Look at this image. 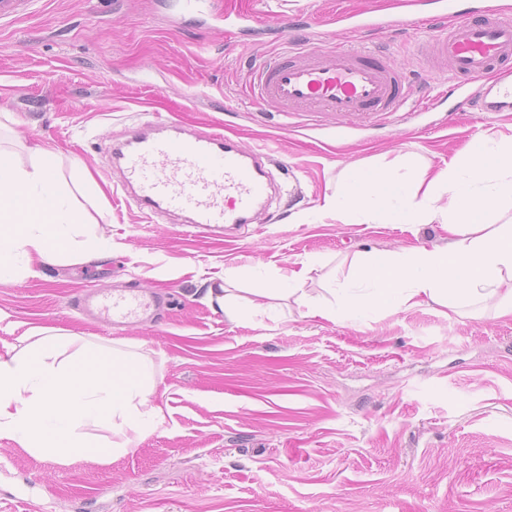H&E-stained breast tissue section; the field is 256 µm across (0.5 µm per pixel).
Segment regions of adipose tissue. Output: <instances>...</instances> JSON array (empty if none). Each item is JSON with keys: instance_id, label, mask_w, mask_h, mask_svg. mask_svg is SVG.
Wrapping results in <instances>:
<instances>
[{"instance_id": "adipose-tissue-1", "label": "adipose tissue", "mask_w": 512, "mask_h": 512, "mask_svg": "<svg viewBox=\"0 0 512 512\" xmlns=\"http://www.w3.org/2000/svg\"><path fill=\"white\" fill-rule=\"evenodd\" d=\"M43 156L36 147L29 165H0V282L17 275L8 259L12 252L53 263L91 260L111 250L104 239L80 237L82 217ZM442 183L448 186L444 210L433 206L430 191L415 196L383 168L353 170L326 196L323 208L337 218L359 213L384 224L437 221L450 241L443 249L363 252L355 276L368 291L342 292L334 306L314 307V314L332 321L394 296L402 306L432 301L456 314L493 299L497 315H512V224L488 231L481 225L500 202L512 201V140L492 151L486 142L473 144L429 181L431 187ZM24 336L32 341L26 352L0 353V436L63 458H106L129 449L128 432L162 424V406L149 402L151 369L140 359L42 327H29ZM102 422L112 424L115 441L85 433V425Z\"/></svg>"}]
</instances>
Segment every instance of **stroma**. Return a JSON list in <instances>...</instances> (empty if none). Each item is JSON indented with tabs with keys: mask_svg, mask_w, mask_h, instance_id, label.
Wrapping results in <instances>:
<instances>
[{
	"mask_svg": "<svg viewBox=\"0 0 512 512\" xmlns=\"http://www.w3.org/2000/svg\"><path fill=\"white\" fill-rule=\"evenodd\" d=\"M168 2L32 0L0 21V150L26 165L43 148L86 218L81 232L112 245L86 263L15 254L20 273L0 283V309L144 357L165 413L105 462L0 437V512H512V316L490 303L476 315L430 303L333 321L309 310L353 286L362 252L449 242L436 222L324 212L350 170L390 164L407 183L437 174L478 139L512 138V112L449 116L454 81L417 50L438 34L425 22L429 0L410 11L406 0H208L176 26ZM342 3L385 27L325 25ZM228 12L250 19L230 27ZM283 13L318 50L390 47L411 99L344 128L332 113L246 98L252 72L288 48L275 24ZM157 119L262 156L278 191L234 242L186 235L181 220L143 215L116 192L105 148ZM86 172L102 196L82 190ZM283 281L290 291L258 296ZM221 283L239 318L211 301ZM90 285L170 301L158 322L116 327L74 308Z\"/></svg>",
	"mask_w": 512,
	"mask_h": 512,
	"instance_id": "35a3bbf8",
	"label": "stroma"
}]
</instances>
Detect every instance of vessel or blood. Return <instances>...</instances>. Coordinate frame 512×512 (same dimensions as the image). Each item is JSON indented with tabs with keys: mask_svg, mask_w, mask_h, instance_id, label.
I'll return each instance as SVG.
<instances>
[{
	"mask_svg": "<svg viewBox=\"0 0 512 512\" xmlns=\"http://www.w3.org/2000/svg\"><path fill=\"white\" fill-rule=\"evenodd\" d=\"M430 24L445 25L437 38L435 64L458 78L462 102L481 112L512 109V19L502 10L473 12L458 0H439ZM248 94L281 112H332L341 123L399 111L409 98L404 80L387 53L361 46L309 51L291 44L257 69ZM121 188L148 216L185 212L191 228L214 230L247 224L267 197L270 182L258 154L216 132L181 129L162 120L130 132L114 149ZM122 323L147 308L144 295L131 291L79 293Z\"/></svg>",
	"mask_w": 512,
	"mask_h": 512,
	"instance_id": "1",
	"label": "vessel or blood"
}]
</instances>
